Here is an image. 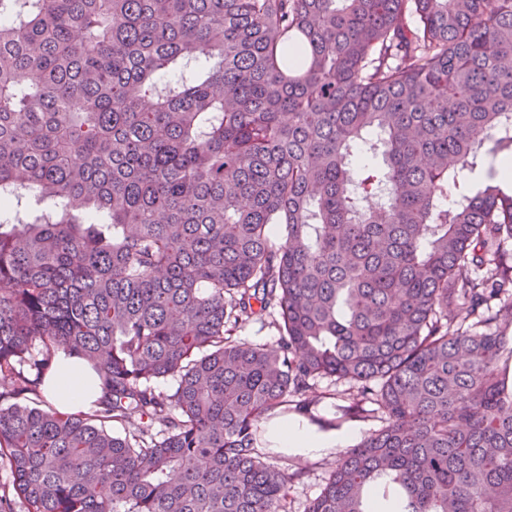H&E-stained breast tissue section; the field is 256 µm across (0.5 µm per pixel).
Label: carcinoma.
I'll list each match as a JSON object with an SVG mask.
<instances>
[{
  "instance_id": "carcinoma-1",
  "label": "carcinoma",
  "mask_w": 512,
  "mask_h": 512,
  "mask_svg": "<svg viewBox=\"0 0 512 512\" xmlns=\"http://www.w3.org/2000/svg\"><path fill=\"white\" fill-rule=\"evenodd\" d=\"M490 142L512 0H0V512H284L258 424L328 377L382 425L307 512H512ZM61 352L84 411L39 398ZM272 318H266L263 323L252 322L237 329L235 337L239 341L249 344H265L268 347H277L280 342V332L275 324L269 323Z\"/></svg>"
}]
</instances>
